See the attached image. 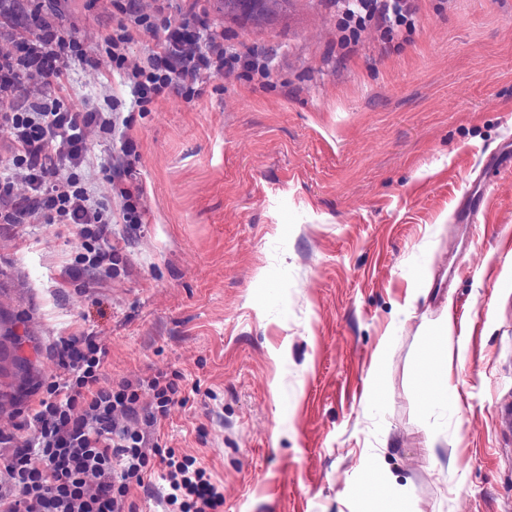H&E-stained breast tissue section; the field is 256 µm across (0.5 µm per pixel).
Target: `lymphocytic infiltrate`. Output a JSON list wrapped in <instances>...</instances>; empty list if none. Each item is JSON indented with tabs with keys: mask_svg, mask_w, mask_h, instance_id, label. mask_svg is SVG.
<instances>
[{
	"mask_svg": "<svg viewBox=\"0 0 512 512\" xmlns=\"http://www.w3.org/2000/svg\"><path fill=\"white\" fill-rule=\"evenodd\" d=\"M340 7L342 40L349 45L370 25L386 37L414 27L410 0H342ZM120 11L122 20L106 37L119 69L125 67L131 29L157 25L135 0H127ZM159 25L164 39L158 50L128 75L139 110L171 90L194 87L204 75L238 70L262 84L272 79L268 57L225 45L201 17H168ZM73 45L71 36L48 29L19 54L0 56V133L11 146L9 174L0 180V221L21 222L23 212L10 193L13 180H21L32 212L45 223L78 229L84 240L78 270L108 275L116 263L108 242L112 214L92 200L76 172L87 159V129L112 130L111 114L68 109L40 93L24 107L15 105L18 87L35 77L65 92L59 61ZM59 355L68 377L47 385L30 420L34 435L15 450L7 467L0 512H124L130 485H144L150 477L165 483L166 504L179 506L180 512H218L224 495L206 469L154 437L158 419L180 398L174 378L158 372L114 388L102 386L107 351L90 336L71 338ZM145 390L152 401L143 407L139 401ZM121 414L136 416L139 428L119 425Z\"/></svg>",
	"mask_w": 512,
	"mask_h": 512,
	"instance_id": "lymphocytic-infiltrate-1",
	"label": "lymphocytic infiltrate"
}]
</instances>
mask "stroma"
I'll return each instance as SVG.
<instances>
[{"label": "stroma", "mask_w": 512, "mask_h": 512, "mask_svg": "<svg viewBox=\"0 0 512 512\" xmlns=\"http://www.w3.org/2000/svg\"><path fill=\"white\" fill-rule=\"evenodd\" d=\"M117 0H10L0 54L40 10L96 67L63 104L119 113L88 134L82 177L112 211L110 278H70L77 229L35 214L0 223V309L35 376L0 400V476L46 386L55 348L94 336L102 385L162 371L186 404L155 435L224 492L223 512H512V0H417L412 32L340 42L336 0H296L262 28L215 0H175L227 45L269 56L263 86L202 76L134 109L104 39ZM133 175L112 182L122 141ZM134 202L141 221L123 220ZM464 324L455 389L429 376ZM440 330L442 332V336L444 337L446 343H448V362L446 361L444 366H440V372L438 374V379L441 384L451 387L452 381V363H453V355H452V346L453 340L456 330V322L452 315L448 312V316L443 320L440 325Z\"/></svg>", "instance_id": "stroma-1"}]
</instances>
